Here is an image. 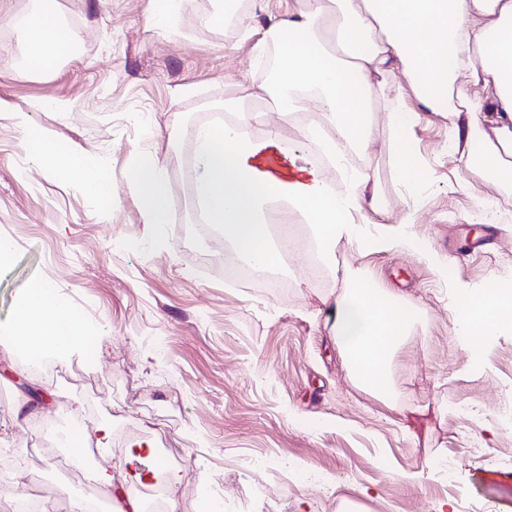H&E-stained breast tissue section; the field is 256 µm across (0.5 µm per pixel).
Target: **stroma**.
<instances>
[{"mask_svg":"<svg viewBox=\"0 0 512 512\" xmlns=\"http://www.w3.org/2000/svg\"><path fill=\"white\" fill-rule=\"evenodd\" d=\"M76 34L72 56L53 72L25 69L16 17L34 0H9L0 15V512L19 488L17 469L46 486L58 512L78 493L65 446L41 445L42 423L78 410L89 434L112 426L93 472L123 464L136 436L178 449L173 487L183 512H199L202 491L225 484L231 512H512V332L479 353L461 348L448 302L458 283L512 282V182L491 189L460 164L448 121L428 114L410 132L421 182L405 185L388 145L390 107L415 108L410 89L385 85L368 116L370 145L335 175L369 176L374 210L352 213L370 235H396L401 218L417 245L453 264L437 277L397 247L371 253L340 242L322 281L308 275L298 244L283 252L272 282L224 277L233 246L195 230L200 176L196 132L211 112L248 120L254 138L277 129L299 143L317 113L269 123L282 108L264 89L257 50L264 17L243 8L230 26L207 21L215 0H193L174 34L149 29V0H59ZM104 166L112 203L56 173L24 145V127ZM154 160L170 189L166 224L146 223L130 174ZM411 297L419 322L395 354L392 401L351 379L330 327L342 271ZM43 284L104 336L100 353H73L27 380L51 393L39 413L13 371L10 334L27 290Z\"/></svg>","mask_w":512,"mask_h":512,"instance_id":"obj_1","label":"stroma"}]
</instances>
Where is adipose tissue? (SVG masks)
<instances>
[{"label": "adipose tissue", "mask_w": 512, "mask_h": 512, "mask_svg": "<svg viewBox=\"0 0 512 512\" xmlns=\"http://www.w3.org/2000/svg\"><path fill=\"white\" fill-rule=\"evenodd\" d=\"M339 6L347 21L339 33L347 53L343 59L329 46L333 18L325 0H287L276 14L267 12L265 0H252L253 12L266 16V39L279 48L271 91L286 101L298 99L301 110L320 113L331 130L323 138L318 128H308L305 139L332 158L346 147L365 148L366 115L375 95L402 75L418 107L410 115H394L392 147L398 157L407 155L408 121L436 113L448 120L461 164L490 171L494 186L511 180L512 0H339ZM20 27L32 72L53 71L72 51L75 34L62 23L57 0H38ZM25 143L34 157L83 181L101 202H111L110 179L89 156L63 149L49 132L32 126L25 129ZM196 152L195 195L205 223L222 225L225 241L260 267H273L281 259L262 218L264 206L278 201L307 215L316 228L318 255L329 264L344 240L373 253L415 246L407 236L366 235L349 216L374 205L375 185L360 179L348 192L335 191L321 164L284 154L277 133L253 140L238 126L205 125L197 131ZM131 186L147 223L164 224L170 190L156 169L136 166ZM448 311L461 346L474 351L505 330L512 291L459 284ZM414 322L409 300L350 279L335 300L331 333L360 386L391 397L390 357ZM13 334L61 361L101 345L99 331L42 284L30 288ZM146 448L137 443L125 457V470L102 473L112 489L109 512H145L127 485L126 470L141 462Z\"/></svg>", "instance_id": "obj_1"}]
</instances>
